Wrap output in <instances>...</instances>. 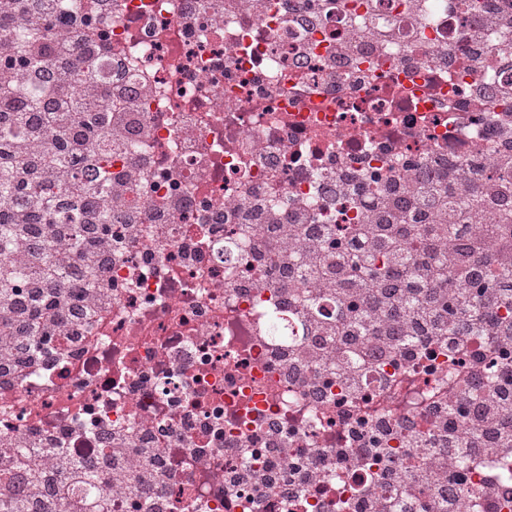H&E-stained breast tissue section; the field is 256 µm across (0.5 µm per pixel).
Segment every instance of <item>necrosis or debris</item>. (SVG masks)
I'll return each instance as SVG.
<instances>
[{
	"label": "necrosis or debris",
	"instance_id": "necrosis-or-debris-1",
	"mask_svg": "<svg viewBox=\"0 0 512 512\" xmlns=\"http://www.w3.org/2000/svg\"><path fill=\"white\" fill-rule=\"evenodd\" d=\"M0 0L55 75L92 60L69 118L95 151L41 153L47 198L99 186L112 236H67L89 315L13 366L0 335V489L30 468L111 466L109 512H512V366L495 318L425 343L336 333L337 278L302 269L322 232L387 239L391 202L451 175L472 216L512 227V0ZM475 400L482 416L449 411ZM468 439L451 482L448 445Z\"/></svg>",
	"mask_w": 512,
	"mask_h": 512
}]
</instances>
